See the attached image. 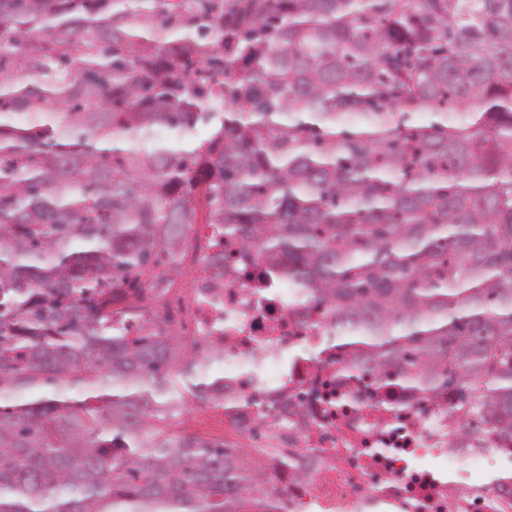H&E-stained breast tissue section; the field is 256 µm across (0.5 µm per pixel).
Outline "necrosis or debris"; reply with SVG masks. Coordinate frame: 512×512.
Segmentation results:
<instances>
[{"label": "necrosis or debris", "instance_id": "1", "mask_svg": "<svg viewBox=\"0 0 512 512\" xmlns=\"http://www.w3.org/2000/svg\"><path fill=\"white\" fill-rule=\"evenodd\" d=\"M205 237L192 247L195 276L186 320L178 332L200 337L224 351L226 373L235 374L259 355L276 356L317 344L320 327L288 308L287 279L265 263L249 274L225 267L213 288ZM332 362H301L259 389L274 407L300 403L281 436L291 452L268 459L274 479L288 489L289 512H512L491 485H467L457 494L448 479L461 464L485 471L500 463L497 453L467 458L448 452V426L458 417L444 400L426 410L409 392L395 394L338 377ZM438 467L423 466V458Z\"/></svg>", "mask_w": 512, "mask_h": 512}]
</instances>
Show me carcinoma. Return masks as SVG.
I'll list each match as a JSON object with an SVG mask.
<instances>
[{
  "mask_svg": "<svg viewBox=\"0 0 512 512\" xmlns=\"http://www.w3.org/2000/svg\"><path fill=\"white\" fill-rule=\"evenodd\" d=\"M195 224L512 455V0H0V512H288L172 431L230 386L141 305Z\"/></svg>",
  "mask_w": 512,
  "mask_h": 512,
  "instance_id": "obj_1",
  "label": "carcinoma"
}]
</instances>
